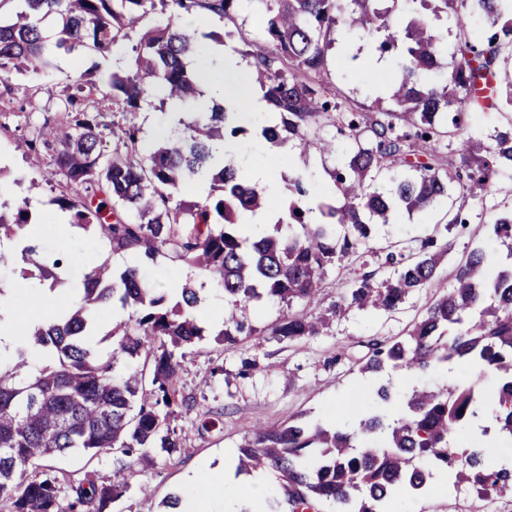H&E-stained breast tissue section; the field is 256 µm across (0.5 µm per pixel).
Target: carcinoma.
<instances>
[{
	"instance_id": "carcinoma-1",
	"label": "carcinoma",
	"mask_w": 512,
	"mask_h": 512,
	"mask_svg": "<svg viewBox=\"0 0 512 512\" xmlns=\"http://www.w3.org/2000/svg\"><path fill=\"white\" fill-rule=\"evenodd\" d=\"M14 14L0 18V77L38 73L59 55L102 52L133 40L128 71L112 73L109 90L81 78L75 92L60 99L66 131L43 127L24 139L28 151L56 145V171L73 191L58 199L73 212L75 224L93 227L113 252L139 251L144 262L163 257L182 261L224 291V328L216 341L227 347L256 329L249 306L277 301L287 307L271 327L280 341L313 339L332 318L356 307L391 312L432 284L451 244L427 238L411 255L390 252L394 272L380 280L363 273L349 292L319 307L320 284L327 270L359 253L393 212L421 211L448 197V184L466 179L462 189L478 200L488 196L500 170L512 169V119L485 145L462 140L459 159L444 154L442 142L461 130L455 108L471 112L487 107L512 111V71L499 64L512 50V0H410L433 7L434 18L413 17L405 27L406 57L392 108L378 103L365 111L341 108L319 80L326 71L331 34L349 24L367 35L385 33L381 45L397 47L398 19L387 0H16ZM247 6L260 21L259 36L244 40L256 82L264 90L272 119L261 136L276 144L294 141L302 150L315 145L332 152L335 143L309 139L311 127L331 126L353 140L348 160L333 181L340 198L315 202L305 178L289 179L292 199L277 219L291 232L250 238L242 232L246 217L271 208L264 188L249 184L233 164H220L215 146L247 132L226 123L227 109L214 102L206 112L167 137L149 157L141 153L135 118L151 94L160 103L177 98L197 101L201 40L223 41L235 32L189 30L176 22L140 27L157 7L177 16L209 13L235 21ZM452 14L458 28L451 54V80L423 85L420 73L438 67L448 49V32L434 20ZM477 15L500 31L487 36L461 23ZM122 110L124 123L98 120L102 111ZM116 139L112 153L101 149L106 135ZM399 169L386 195L375 178ZM206 182L198 200H177L189 183ZM87 194L82 195L79 189ZM26 209L0 192V237L18 234L28 223ZM484 240L472 247L454 271L453 286L427 308L404 336L375 344L359 371L419 375L454 362L497 378L494 395L485 397L471 382L437 388L415 385L399 392L392 381L372 390L373 406L359 412L350 428L324 423H288L253 431L238 446L237 470L271 472L289 512H309L324 503L335 512H399L404 499L427 490L436 475H451L488 497L512 489V458L487 456L474 425L486 401L499 439L512 444V265L498 266L493 240L512 260V209L489 210ZM45 278L59 280L62 261L40 259L37 246L24 249ZM80 298L53 320L22 335L12 364L0 366V512H107L127 484L104 481L87 470L77 476L42 465L51 456L97 455L112 451L119 464L153 469L157 450L179 447L171 419L192 405L177 384L185 350L203 339L197 310L199 292L187 285L176 300L152 287L139 268L114 272L108 262L89 271L78 288ZM301 302L307 309L292 310ZM128 312L108 337L110 348L90 346L99 310L107 305ZM51 357L35 369L30 346ZM154 354L151 388L143 374L116 376V364L142 352ZM463 452L457 453L455 449Z\"/></svg>"
}]
</instances>
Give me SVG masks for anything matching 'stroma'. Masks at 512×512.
<instances>
[{"label": "stroma", "mask_w": 512, "mask_h": 512, "mask_svg": "<svg viewBox=\"0 0 512 512\" xmlns=\"http://www.w3.org/2000/svg\"><path fill=\"white\" fill-rule=\"evenodd\" d=\"M126 56L123 50L107 55L91 51L77 61L63 56L57 68L47 74H16L0 80V187L11 190L16 183L26 184L53 171V150L42 149L38 161H31L19 147L22 137L36 125H60L57 104L80 74H90L98 86H105L112 71L124 65ZM376 56L373 41L349 27L337 28L322 80L339 103L361 108L378 99L389 104V95L378 98L371 90L367 61ZM381 59V78L387 87H395L399 56L392 53ZM327 133L336 139V151L331 155H303L291 146L265 148L262 157L272 172L268 190L276 204L288 201V180L297 174L306 178L314 195H323L332 187L331 175L343 163L349 141L338 135L336 128H328ZM63 189L56 180L43 185L28 196L25 208L30 224L39 228L35 239L39 252L64 260L66 273L55 289L59 303L66 304L88 265L106 260L119 272L133 265L135 257L111 252L108 244L90 230L61 236L57 220L63 211L57 199ZM494 204L512 205V171L498 177L486 200L470 198L453 184L447 198L433 207L413 213L399 211L393 223L380 227L364 258L351 257L329 269L321 283L323 304L344 295L356 274L370 272L379 278L390 275L392 269L385 263L388 253L409 254L426 238L445 236L453 240L454 246L436 282L409 297L396 311L366 314L353 309L336 318L324 335L303 342H280L269 336L267 330L278 317L279 308L264 303L251 312L259 335L225 348L215 340L223 327L219 312L224 306L216 284L180 263L142 266L143 276L161 291L172 294L189 283L204 298L198 315L206 335L188 350L178 376L180 391L192 404L190 411L178 414L171 422L181 446L176 453L159 454L157 468L149 471L133 465L119 466L109 451L92 459L80 454L54 457L49 459V466L67 471L95 470L106 480L124 479L128 491L113 503L110 512H159L162 501L189 490V476L235 461L243 437L257 427H276L301 415L319 422H356L375 385L372 378L359 372L370 344L404 335L440 290L451 285L455 267L464 261L489 206ZM247 358L256 366L244 375L241 362ZM206 412L220 415L219 423L208 431L200 427V418ZM406 508L408 512H512V490L483 499L470 487L454 491L437 482L427 493L411 498Z\"/></svg>", "instance_id": "35a3bbf8"}]
</instances>
